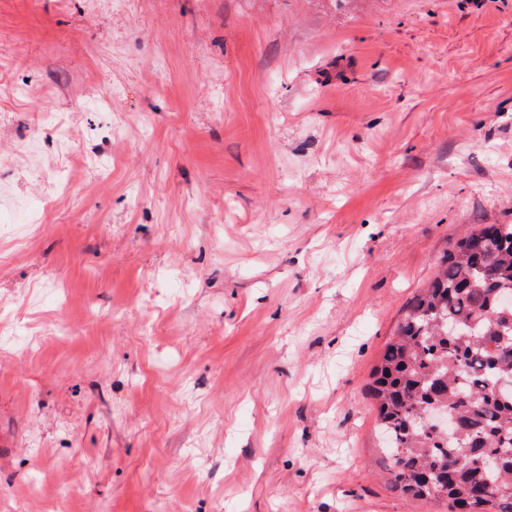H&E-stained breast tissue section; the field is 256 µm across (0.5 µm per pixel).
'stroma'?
Segmentation results:
<instances>
[{
    "mask_svg": "<svg viewBox=\"0 0 512 512\" xmlns=\"http://www.w3.org/2000/svg\"><path fill=\"white\" fill-rule=\"evenodd\" d=\"M512 224V0H0V512H442L371 374Z\"/></svg>",
    "mask_w": 512,
    "mask_h": 512,
    "instance_id": "stroma-1",
    "label": "stroma"
}]
</instances>
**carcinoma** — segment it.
<instances>
[{"label":"carcinoma","mask_w":512,"mask_h":512,"mask_svg":"<svg viewBox=\"0 0 512 512\" xmlns=\"http://www.w3.org/2000/svg\"><path fill=\"white\" fill-rule=\"evenodd\" d=\"M512 224L458 238L428 287L411 300L385 345L369 394L390 453L391 480L446 512H512ZM458 420L433 433L417 419ZM498 462L483 472L479 462Z\"/></svg>","instance_id":"carcinoma-1"}]
</instances>
